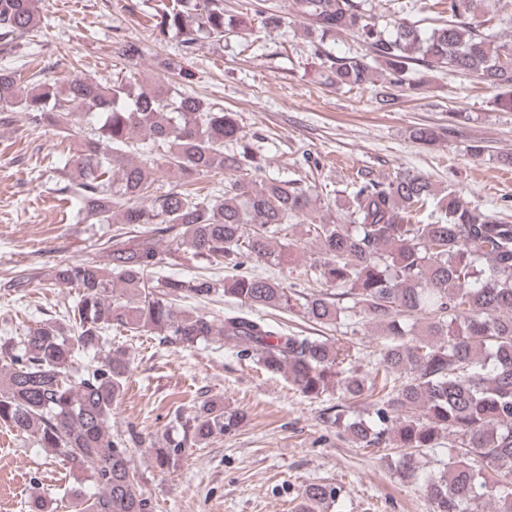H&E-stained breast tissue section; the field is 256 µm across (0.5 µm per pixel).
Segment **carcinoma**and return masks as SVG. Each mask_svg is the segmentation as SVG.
I'll list each match as a JSON object with an SVG mask.
<instances>
[{
	"label": "carcinoma",
	"mask_w": 512,
	"mask_h": 512,
	"mask_svg": "<svg viewBox=\"0 0 512 512\" xmlns=\"http://www.w3.org/2000/svg\"><path fill=\"white\" fill-rule=\"evenodd\" d=\"M38 2L0 0V53L13 54L20 37L39 29ZM144 2L152 30L179 34L186 56L203 39L254 35L248 15L226 13L224 0ZM294 4L307 36L346 33L368 50L367 56L324 55L321 64L338 86L373 83L378 63L389 83L402 87L431 65L478 77L496 100L512 107V45L475 22L490 8L487 0H446L448 19L428 32L406 21L387 30L356 0ZM254 16L265 29L288 24V17L261 8ZM135 84V77L123 76L25 85L16 71L0 68V113L22 112L37 127L69 133L93 122L58 188L76 201L77 215L135 225L131 236H112L104 261L54 269L55 283L77 289L61 315L0 340V424L69 465L78 483L71 512H153L127 440L112 437V410L132 366L124 349H105L114 330L150 333L184 348L214 338L242 344L268 372L283 375L307 397L335 388L353 401L378 391L373 422L344 427L362 448L394 441L408 449L398 467L404 477L423 480L431 512H480L485 502L493 512H512V224L453 189L435 192L421 173L405 172L387 182L355 184L350 223L308 225L323 259L304 275L342 289L365 322L386 330L366 372L344 367L350 348L327 338L289 334L274 321L238 310H188L182 302H213L222 294L274 311L298 301L321 325L335 324L340 314L326 293L304 298L248 271L222 289L204 273L153 278L165 234L210 268L284 262L296 247L288 239V221L312 211L317 199L293 180H255L262 158L244 140L234 113L178 89L168 76L144 89ZM226 145L232 149L224 151ZM133 153L142 159H132ZM211 173L224 174V187L202 197L187 190L153 197L163 174L189 183ZM425 206L431 207L427 224L419 219ZM418 315L427 320L422 339L407 323ZM89 352L99 357L79 364ZM396 372L406 374L405 382L394 383ZM242 420L203 400L182 424V438L167 437L152 449L153 463L167 468L188 444L229 432ZM444 432L454 437L448 459L422 479L414 455L436 448ZM339 493L331 485L310 484L299 512H322Z\"/></svg>",
	"instance_id": "cac0c4a2"
}]
</instances>
